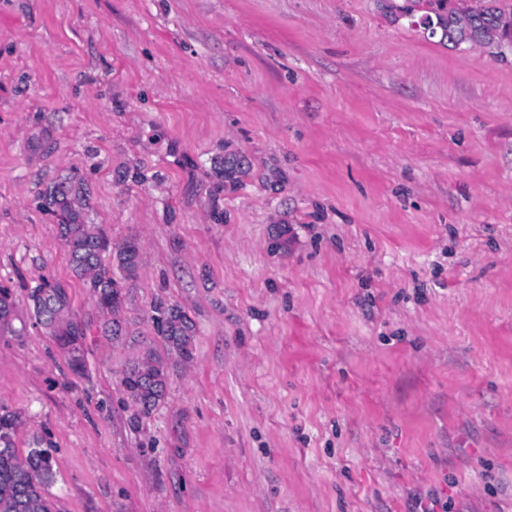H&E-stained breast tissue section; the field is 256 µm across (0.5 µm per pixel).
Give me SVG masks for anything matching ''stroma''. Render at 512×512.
<instances>
[{
  "instance_id": "35a3bbf8",
  "label": "stroma",
  "mask_w": 512,
  "mask_h": 512,
  "mask_svg": "<svg viewBox=\"0 0 512 512\" xmlns=\"http://www.w3.org/2000/svg\"><path fill=\"white\" fill-rule=\"evenodd\" d=\"M405 4L0 0V409L19 453L53 448L55 512H512V52ZM74 175L140 246L116 341L49 203ZM148 347L143 415L121 380ZM28 298L36 322L49 330L70 369L82 373L83 347L78 344L86 336V329L72 311L67 285L59 280L43 279L29 289ZM153 326L170 351H175L184 360L193 357L195 327L181 307L175 304L157 307ZM122 384L141 411L149 413L167 395V368L163 357L154 349L146 348L133 362Z\"/></svg>"
}]
</instances>
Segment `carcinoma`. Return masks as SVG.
<instances>
[{
  "label": "carcinoma",
  "instance_id": "1",
  "mask_svg": "<svg viewBox=\"0 0 512 512\" xmlns=\"http://www.w3.org/2000/svg\"><path fill=\"white\" fill-rule=\"evenodd\" d=\"M505 9L500 0H471L467 17L473 26L493 23ZM448 42L464 40L462 17L454 10L445 18ZM49 198L58 217V234L70 254L72 275L83 281L99 310L106 315L100 326L103 335L118 339L123 336L116 314L123 304L122 281L137 276L140 249L129 241L112 247L111 238L102 224L87 223L88 193L83 181L72 176L53 186ZM121 277H116L112 267ZM36 322L49 330V335L63 352L70 369L83 371L84 325L72 311L67 285L55 279H43L29 289ZM14 303L8 287H0V332L12 330ZM153 326L166 347L182 359L193 357L195 327L186 312L175 304L156 308ZM129 397L148 413L167 395V368L163 357L151 348L145 349L122 379ZM17 417L0 413V512H52L46 487L52 482L51 453L32 448L26 455L14 446Z\"/></svg>",
  "mask_w": 512,
  "mask_h": 512
}]
</instances>
